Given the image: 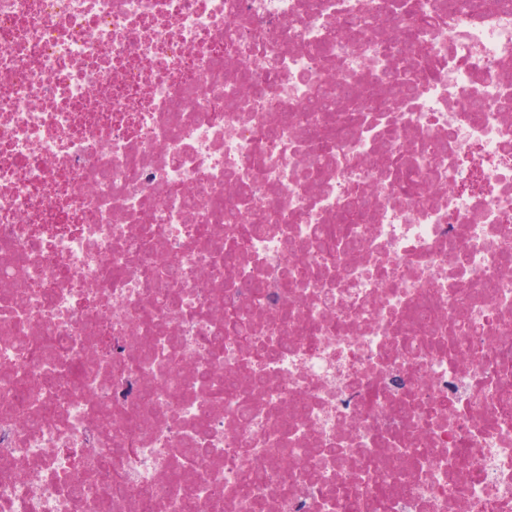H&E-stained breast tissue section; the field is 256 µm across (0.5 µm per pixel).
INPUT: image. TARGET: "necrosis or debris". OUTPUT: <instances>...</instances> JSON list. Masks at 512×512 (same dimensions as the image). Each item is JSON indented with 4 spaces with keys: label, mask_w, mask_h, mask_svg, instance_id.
<instances>
[{
    "label": "necrosis or debris",
    "mask_w": 512,
    "mask_h": 512,
    "mask_svg": "<svg viewBox=\"0 0 512 512\" xmlns=\"http://www.w3.org/2000/svg\"><path fill=\"white\" fill-rule=\"evenodd\" d=\"M398 3L0 0V512H512V8L282 121ZM387 20H381L374 13L361 14L356 20L341 21L336 29V41L343 39L348 34L358 31L360 33H375L380 24L386 23ZM338 101L345 104L346 112L380 110L385 104V99L373 89L361 93L351 90L336 73L331 74L328 81H321L314 104L300 110L301 113L296 118L299 122L311 124L317 117L310 113L330 112L334 103Z\"/></svg>",
    "instance_id": "obj_1"
}]
</instances>
